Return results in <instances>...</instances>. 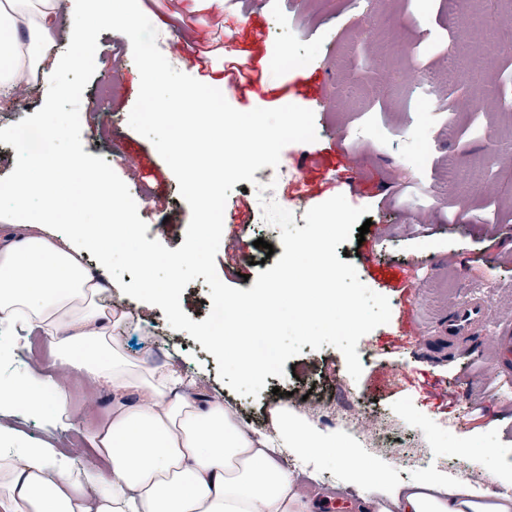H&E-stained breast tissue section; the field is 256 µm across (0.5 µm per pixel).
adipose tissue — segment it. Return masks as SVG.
<instances>
[{
	"mask_svg": "<svg viewBox=\"0 0 512 512\" xmlns=\"http://www.w3.org/2000/svg\"><path fill=\"white\" fill-rule=\"evenodd\" d=\"M92 15L112 19V0H83L73 15L66 0H0V97L13 95L16 78L37 73L59 24L77 44L93 30ZM57 175L55 168L27 161L9 194L24 209ZM101 225L72 224L56 240L41 223L0 226V323L39 331L64 370L82 373L112 394V407L92 432L106 468L76 467L51 445L20 446L0 432V512H316L318 502L299 489L275 458V448L314 452L324 440L287 409L275 408L278 445L241 428L230 407L209 398L167 366H151L126 348L124 313L104 295L107 283L88 268L73 240L92 245L126 242L130 261L149 259L131 237L119 206ZM65 385L31 372L0 381V407H52L54 425L68 428ZM368 493L358 512H512V498L471 500L465 482L440 496L433 480L382 486L364 465L351 460Z\"/></svg>",
	"mask_w": 512,
	"mask_h": 512,
	"instance_id": "1",
	"label": "adipose tissue"
}]
</instances>
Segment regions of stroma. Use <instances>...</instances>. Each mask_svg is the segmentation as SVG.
Segmentation results:
<instances>
[{
  "mask_svg": "<svg viewBox=\"0 0 512 512\" xmlns=\"http://www.w3.org/2000/svg\"><path fill=\"white\" fill-rule=\"evenodd\" d=\"M155 28L166 29L184 73L222 88L237 110L295 104L315 114L317 138L281 152L288 176L277 181L287 201L307 178L308 206L344 195L369 207L372 224L364 241L339 245L360 280L388 298L391 318L357 346L359 379L342 353L329 345L303 346L289 358L284 377L267 376L258 397L241 396L218 376L215 357L186 332L173 330L160 307L129 300L119 287L110 296L131 304L132 322L159 333L157 343L126 331L133 356L152 365H173L196 379L205 394L224 400L245 430L270 435L275 405L297 407L303 397L327 392L335 407L360 411L358 431L298 415L333 442L316 459L300 487L322 495L361 499L367 489L343 460L364 452L374 477L397 484L435 477L453 487L484 455L485 499L512 497V379H491L495 351L484 341L470 354L449 359L442 322L448 303L480 293L490 302L491 323L512 322V0H138ZM233 29L238 48L211 51L215 33ZM292 64L276 65L278 52ZM104 67L95 70L80 104L85 153L104 158L121 179L137 170L151 189L147 239L175 250L185 241L190 209L178 182L154 145L127 117L140 74L129 38L110 30L98 36ZM202 55V68L186 58ZM239 61L254 83L242 93L224 79L225 59ZM118 74L112 93L96 97L107 67ZM357 157L348 171L342 153ZM228 204L245 203L247 222L224 224L252 265L239 268L218 251L219 279L251 289V277L273 267L282 253L281 231L267 224L252 191L236 183ZM262 247H255L257 239ZM12 353L0 357V377L25 372L27 360L51 355L38 333L14 336ZM73 426L54 428L44 414L20 407L0 409V429L28 443L64 450L69 437L87 438L108 413L111 396L92 387L70 395ZM432 463L430 471L419 459Z\"/></svg>",
  "mask_w": 512,
  "mask_h": 512,
  "instance_id": "stroma-1",
  "label": "stroma"
}]
</instances>
